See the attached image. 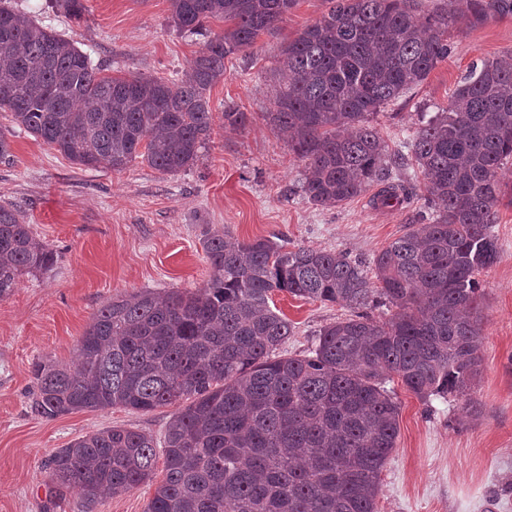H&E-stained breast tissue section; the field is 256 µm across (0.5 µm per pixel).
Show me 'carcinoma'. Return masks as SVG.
<instances>
[{
  "instance_id": "cac0c4a2",
  "label": "carcinoma",
  "mask_w": 512,
  "mask_h": 512,
  "mask_svg": "<svg viewBox=\"0 0 512 512\" xmlns=\"http://www.w3.org/2000/svg\"><path fill=\"white\" fill-rule=\"evenodd\" d=\"M331 2L282 48L266 119L292 133L309 202L336 206L375 183V205L404 203L373 118L448 56L449 25L512 16V0H448L435 15L418 0ZM171 4L181 31L224 22L178 82L103 76L72 41L0 0V112L78 166L122 171L139 159L167 175L190 169L210 140L207 91L295 0ZM408 149L433 212L372 258L380 287L344 251L266 238L229 246L215 231L204 241L203 287L116 297L77 340L78 370L36 363L32 412L177 407L145 512H376L399 433L386 380L398 377L421 399L472 403L481 366L475 274L499 258L493 224L500 172L512 162V59L474 68ZM54 263L21 211L1 204L0 300ZM276 291L343 304L350 315L322 328L305 355L285 357L278 350L293 326L270 305ZM381 303L396 308L385 321L368 312ZM156 463L152 436L112 427L56 449L46 468L58 494L78 489L93 512L153 481Z\"/></svg>"
}]
</instances>
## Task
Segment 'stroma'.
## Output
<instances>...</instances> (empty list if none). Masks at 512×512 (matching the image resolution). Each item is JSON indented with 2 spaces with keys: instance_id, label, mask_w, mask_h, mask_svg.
I'll return each mask as SVG.
<instances>
[{
  "instance_id": "35a3bbf8",
  "label": "stroma",
  "mask_w": 512,
  "mask_h": 512,
  "mask_svg": "<svg viewBox=\"0 0 512 512\" xmlns=\"http://www.w3.org/2000/svg\"><path fill=\"white\" fill-rule=\"evenodd\" d=\"M10 5L73 40L112 77L181 78L204 42L174 26L170 0H84L79 19L51 0ZM328 8V0H296L274 33L261 34L227 62L210 91L208 147L178 175L139 162L121 172L89 169L33 136L14 138L13 162H0V204L20 209L56 262L48 273L23 277L0 300V512H84L76 491L57 494L44 467L52 452L80 436L124 427L162 439L168 407L141 412L115 406L56 418L29 409L34 363H75L78 338L113 297L202 287L210 272L203 240L215 230L230 242L267 238L368 261L425 216L423 182L405 139L447 106L473 65L512 56V16L450 26L447 57L423 84L375 116L393 175L412 189V199L377 207L367 191L321 207L302 193L303 164L265 114L273 109L271 70L282 46ZM228 106L247 114L245 129L225 128ZM503 188L493 226L499 259L478 275L483 304L475 408L467 410L452 394L422 399L399 379L387 382L400 405L399 436L380 476L377 512H512L510 165ZM272 299L294 326L282 348L288 356L304 355L320 329L349 315L338 303L285 292Z\"/></svg>"
}]
</instances>
